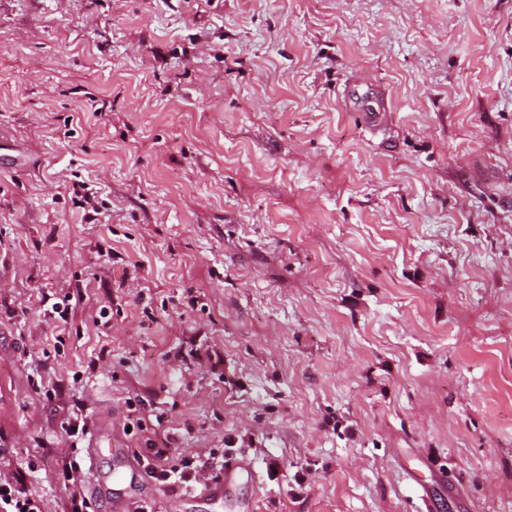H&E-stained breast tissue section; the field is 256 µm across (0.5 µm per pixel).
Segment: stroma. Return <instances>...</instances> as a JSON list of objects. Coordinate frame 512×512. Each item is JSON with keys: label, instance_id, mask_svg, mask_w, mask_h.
Returning a JSON list of instances; mask_svg holds the SVG:
<instances>
[{"label": "stroma", "instance_id": "obj_1", "mask_svg": "<svg viewBox=\"0 0 512 512\" xmlns=\"http://www.w3.org/2000/svg\"><path fill=\"white\" fill-rule=\"evenodd\" d=\"M167 433L256 512H512V0H0V476L107 512Z\"/></svg>", "mask_w": 512, "mask_h": 512}]
</instances>
